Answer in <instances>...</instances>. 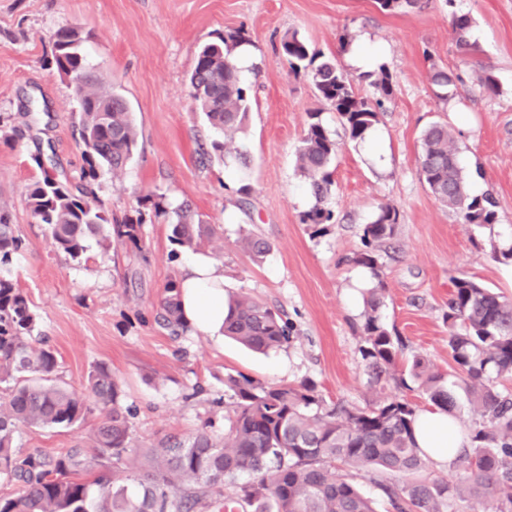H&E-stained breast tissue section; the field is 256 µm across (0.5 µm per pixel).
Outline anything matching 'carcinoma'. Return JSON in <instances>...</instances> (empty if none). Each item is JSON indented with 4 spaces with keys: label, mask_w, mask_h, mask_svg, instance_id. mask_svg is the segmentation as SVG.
Returning <instances> with one entry per match:
<instances>
[{
    "label": "carcinoma",
    "mask_w": 512,
    "mask_h": 512,
    "mask_svg": "<svg viewBox=\"0 0 512 512\" xmlns=\"http://www.w3.org/2000/svg\"><path fill=\"white\" fill-rule=\"evenodd\" d=\"M376 4L385 13L422 7L421 0ZM470 27L468 15L452 16L456 43L464 52L473 49L467 40ZM247 42L245 31L238 29L204 45L189 78L199 111L229 139L244 130L251 109L232 57L233 48ZM281 48L294 72L310 73L317 95L336 112L349 139L366 140L379 113L394 99L387 66L380 64L355 78L295 33L283 38ZM53 61L79 104L80 183L44 173L29 189L30 210L56 249L73 260L82 257L92 240L102 247L110 242L140 250L143 214L112 222L91 189L101 173L121 172L131 160L137 145L132 113L123 97L101 89L77 29L55 33ZM359 80L368 84V94L360 93ZM458 80L459 74L444 68L430 74L443 103ZM421 141L420 175L431 193L466 224L497 223L495 198L466 191L448 123L428 124ZM337 152L338 143L320 113H308L297 163L315 203L303 213L304 224L317 227L334 219L327 201L333 193L331 167ZM153 208L168 216L171 240L180 247L197 246L212 234L184 205L169 210L157 201ZM398 218L394 208L380 206L363 229L364 249L357 256L377 279L364 301L359 347L367 384L380 390L375 400L364 407L330 406L307 380L276 386L229 374L224 379L229 400L224 433L204 427L187 436L167 434L141 448L133 410L111 369L97 367L80 392L54 382L56 353L38 331L30 299L16 284L23 241L9 214L0 210V512H376L373 500L340 473L344 468L405 476L402 485L385 488L394 512H445L467 492L494 498L496 512H512V391L501 386L512 378V298L474 279L453 278L447 320L454 380L420 356L408 367L431 406L455 412V387L462 383L480 417L456 461L466 480L430 481L422 476L426 460L416 439L417 407L386 392L389 384L403 386L405 380L397 375L400 340L380 315L386 288L373 244L394 235ZM242 243L255 260L269 251V244L257 236L247 235ZM158 308L163 325L174 332L187 328L174 282L166 285ZM225 308L224 335L242 345L268 352L291 341L288 321L256 300L232 295ZM95 410L99 421L90 447L79 440L47 454L24 452L15 444L23 426L73 429ZM92 470L93 480L76 478ZM243 473L251 479L240 483Z\"/></svg>",
    "instance_id": "carcinoma-1"
}]
</instances>
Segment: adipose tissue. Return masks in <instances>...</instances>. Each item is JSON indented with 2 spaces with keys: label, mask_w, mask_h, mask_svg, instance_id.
<instances>
[{
  "label": "adipose tissue",
  "mask_w": 512,
  "mask_h": 512,
  "mask_svg": "<svg viewBox=\"0 0 512 512\" xmlns=\"http://www.w3.org/2000/svg\"><path fill=\"white\" fill-rule=\"evenodd\" d=\"M176 294L183 317L197 332L208 336L224 333V268L202 255H191L176 280ZM417 443L435 464L448 468L467 444L453 415L434 410L421 414Z\"/></svg>",
  "instance_id": "obj_1"
}]
</instances>
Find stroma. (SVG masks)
<instances>
[{
    "instance_id": "obj_1",
    "label": "stroma",
    "mask_w": 512,
    "mask_h": 512,
    "mask_svg": "<svg viewBox=\"0 0 512 512\" xmlns=\"http://www.w3.org/2000/svg\"><path fill=\"white\" fill-rule=\"evenodd\" d=\"M456 13L472 19V53L456 45ZM64 28L80 32L103 88L122 94L134 114L133 158L119 176H101L95 196L106 215H142V251L93 242L72 260L27 205L30 184L44 173L79 181L78 103L52 62V37ZM237 28L250 38L253 65L245 76L249 119L234 139L250 158L246 168L209 154L215 133L189 85L201 47ZM293 32L352 76L361 73L351 59L357 45L392 73L395 99L364 142L345 136L307 72L291 70L281 41ZM436 66L461 76L444 104L429 80ZM486 73L496 94L479 85ZM312 112L339 144L328 200L334 221L318 234L301 222L312 197L297 167ZM435 120L451 128L468 192L496 198L497 224L463 223L422 181L420 135ZM159 199L189 204L213 228L199 252L223 264L226 291L288 319L287 348L264 355L192 330L174 336L159 323L158 300L182 263L167 219L154 213ZM383 204L399 212L393 238L376 246L387 288L381 316L402 341L399 365L420 355L449 372L452 278L512 297V264L493 254L512 237V0H431L406 14L380 12L374 0H0V208L24 242L16 283L57 354L58 384L82 390L96 365L108 366L135 412L141 446L207 422L223 432L229 373L278 385L310 379L331 405L374 400L359 352L373 278L356 257ZM247 234L269 243L263 261L241 248ZM97 422L92 414L74 430L24 427L17 444L56 453L90 440Z\"/></svg>"
}]
</instances>
